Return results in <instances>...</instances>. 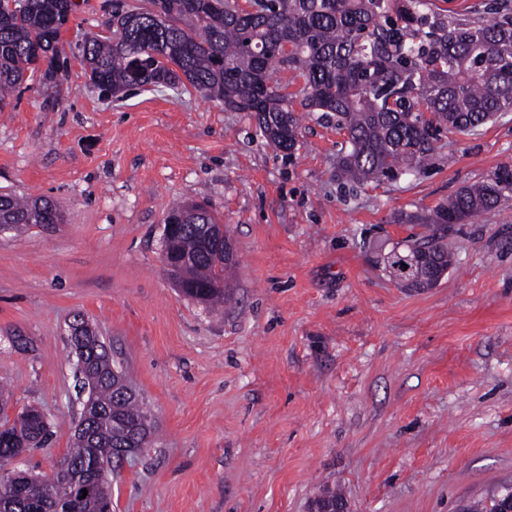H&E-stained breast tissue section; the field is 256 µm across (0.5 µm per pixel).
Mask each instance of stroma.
Wrapping results in <instances>:
<instances>
[{"mask_svg": "<svg viewBox=\"0 0 512 512\" xmlns=\"http://www.w3.org/2000/svg\"><path fill=\"white\" fill-rule=\"evenodd\" d=\"M115 0H76L68 76L0 112V195L46 198L60 224L0 228V384L51 436L20 469L50 474L80 411L66 345L83 315L156 424L112 477V512H463L512 488V199L454 224L436 286L386 257L428 233L462 186L512 166V111L443 132L420 171L349 191L347 134L304 114L285 155L250 113L167 87L101 97L78 45ZM195 202L236 264L223 312L162 264L163 220ZM330 495L318 496L309 509L310 512H349L347 502L342 498L341 494L334 491H327ZM338 497V498H337Z\"/></svg>", "mask_w": 512, "mask_h": 512, "instance_id": "1", "label": "stroma"}]
</instances>
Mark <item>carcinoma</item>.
Here are the masks:
<instances>
[{"label": "carcinoma", "instance_id": "carcinoma-1", "mask_svg": "<svg viewBox=\"0 0 512 512\" xmlns=\"http://www.w3.org/2000/svg\"><path fill=\"white\" fill-rule=\"evenodd\" d=\"M112 9V36L87 35L80 44L89 80L110 95L131 88L168 86L194 90L205 99L249 112L267 141L287 155L297 146L298 119L286 87L271 79L279 69L300 71L301 106L336 118L349 149L337 161L339 176L361 185L421 169L438 129L469 133L499 112L512 110V15L450 25L431 14L427 0H274L249 18L237 0H162ZM69 0H26L0 12V112L8 98L47 63L41 79L53 81L62 57L59 40ZM292 49L279 55V43ZM429 117H424V114ZM512 197V168L505 165L480 184L460 188L429 222L447 228L497 210ZM53 201L0 196V224H60ZM211 228L190 220L173 247L186 262L171 274L198 285L193 299L214 306L228 299L227 273L234 261ZM419 255L428 262L398 284L418 290L435 286L453 259L437 233L411 238L387 256L403 268ZM68 346L85 358L96 383L87 401L86 435L73 433L62 457L65 478L93 487L91 498L67 494L51 477L18 472L0 480V512H103L112 504V481L98 468L120 465L121 454L146 448L154 424L137 393L127 394L113 362L90 328L70 335ZM50 435L36 407L15 420L0 416V458L34 448Z\"/></svg>", "mask_w": 512, "mask_h": 512}]
</instances>
